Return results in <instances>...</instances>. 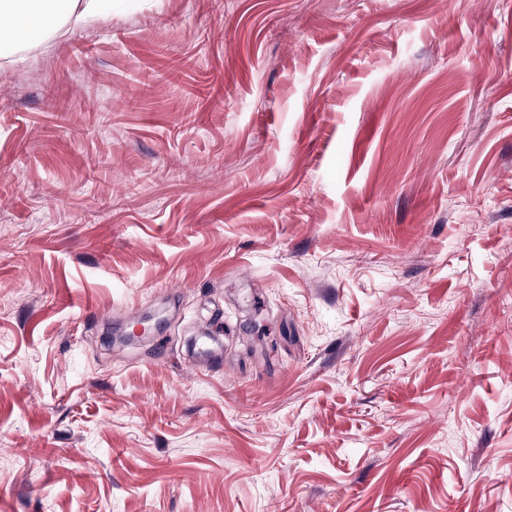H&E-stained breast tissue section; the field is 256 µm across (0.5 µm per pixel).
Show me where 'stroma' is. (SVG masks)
Returning a JSON list of instances; mask_svg holds the SVG:
<instances>
[{
	"instance_id": "obj_1",
	"label": "stroma",
	"mask_w": 512,
	"mask_h": 512,
	"mask_svg": "<svg viewBox=\"0 0 512 512\" xmlns=\"http://www.w3.org/2000/svg\"><path fill=\"white\" fill-rule=\"evenodd\" d=\"M0 512H512V0H112L1 66Z\"/></svg>"
}]
</instances>
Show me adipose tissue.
Masks as SVG:
<instances>
[{
	"instance_id": "adipose-tissue-1",
	"label": "adipose tissue",
	"mask_w": 512,
	"mask_h": 512,
	"mask_svg": "<svg viewBox=\"0 0 512 512\" xmlns=\"http://www.w3.org/2000/svg\"><path fill=\"white\" fill-rule=\"evenodd\" d=\"M105 0H0V58L31 44L46 46L62 27L94 26L104 22Z\"/></svg>"
}]
</instances>
